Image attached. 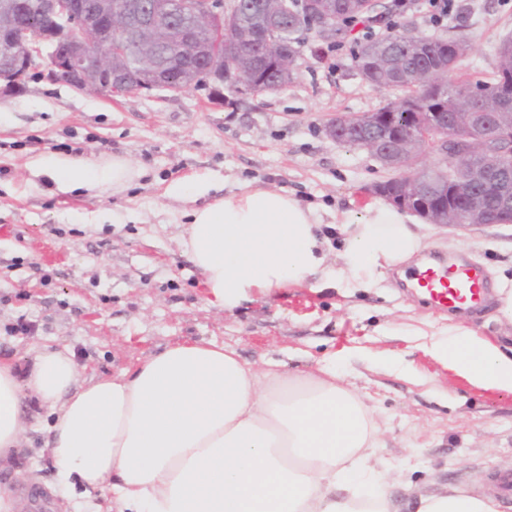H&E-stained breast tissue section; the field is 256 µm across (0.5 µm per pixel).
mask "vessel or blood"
Segmentation results:
<instances>
[{
    "label": "vessel or blood",
    "mask_w": 512,
    "mask_h": 512,
    "mask_svg": "<svg viewBox=\"0 0 512 512\" xmlns=\"http://www.w3.org/2000/svg\"><path fill=\"white\" fill-rule=\"evenodd\" d=\"M408 280L429 303L442 308L473 309L486 297L481 269L468 263H431L414 269Z\"/></svg>",
    "instance_id": "b4317fda"
}]
</instances>
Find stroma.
Returning <instances> with one entry per match:
<instances>
[{
    "label": "stroma",
    "instance_id": "obj_1",
    "mask_svg": "<svg viewBox=\"0 0 512 512\" xmlns=\"http://www.w3.org/2000/svg\"><path fill=\"white\" fill-rule=\"evenodd\" d=\"M458 4L456 19L433 22L417 5L395 23L470 44L449 82L491 80L495 48L512 33V0ZM365 38L359 28L338 45L303 34L294 79L278 92L240 95L219 83L111 99L35 70L19 88H0V355L65 344L87 379L119 376L185 339L236 349L260 368L277 363L288 376L330 361L378 416L375 457L399 504L441 482L493 493L497 476L512 474V394L470 384L424 344L454 323L512 342V326L495 319L494 296L512 282V226H421L426 251L482 267L491 294L472 312L423 303L393 270L370 288H327L317 274L227 311L208 302L183 242L191 210L244 185L283 188L318 211V234L336 257L338 223L364 216L376 200L372 186L394 175L327 133L336 115L373 112L401 96L358 73L353 46ZM49 153L92 164L125 158L142 176L118 193L64 191L31 167ZM195 178L206 192L183 193ZM21 317L35 334L13 332ZM51 420L31 405L27 446L0 470L21 512H68L44 450Z\"/></svg>",
    "mask_w": 512,
    "mask_h": 512
}]
</instances>
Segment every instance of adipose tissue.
<instances>
[{
    "label": "adipose tissue",
    "instance_id": "obj_1",
    "mask_svg": "<svg viewBox=\"0 0 512 512\" xmlns=\"http://www.w3.org/2000/svg\"><path fill=\"white\" fill-rule=\"evenodd\" d=\"M67 190L140 175L128 160L93 167L52 154L33 162ZM320 217L282 189L255 188L195 210L188 244L211 304L302 285L326 259ZM344 268L328 281L368 288L423 246L393 205L378 201L342 224ZM428 351L475 386L512 393V347L456 324ZM0 358V465L27 443V406L53 415L48 450L57 483L79 512H103L94 491L111 483L119 512H395L388 479L371 466L372 411L324 365L289 381L229 347L186 340L112 379H83L62 344ZM413 512H501L492 496L440 487Z\"/></svg>",
    "mask_w": 512,
    "mask_h": 512
}]
</instances>
